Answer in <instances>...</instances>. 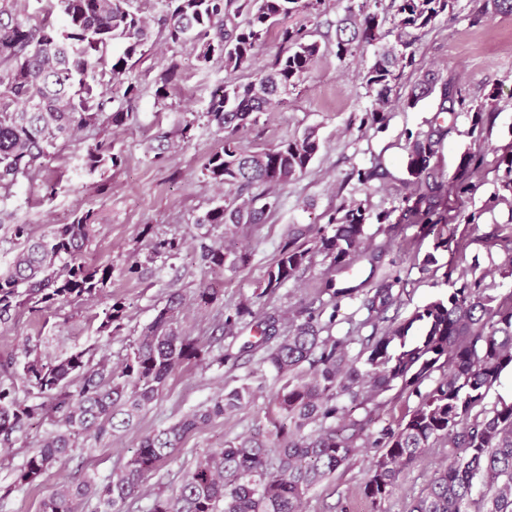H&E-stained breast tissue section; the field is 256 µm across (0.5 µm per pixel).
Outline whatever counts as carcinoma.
<instances>
[{
    "label": "carcinoma",
    "instance_id": "1",
    "mask_svg": "<svg viewBox=\"0 0 512 512\" xmlns=\"http://www.w3.org/2000/svg\"><path fill=\"white\" fill-rule=\"evenodd\" d=\"M64 23L30 24L21 18L20 0H0V200L32 177L53 157L58 142L84 144V170L93 174L122 162L110 128L127 125L139 95L132 78L135 61L157 44L170 51L191 48L198 68L221 63L228 72L255 67L247 83L224 82L211 96L203 117L224 134L202 173L224 188V196L197 216L200 259L210 272H236L247 255L213 240L227 226L263 224L279 206L277 186L303 174L321 149L313 128L272 148H243L238 133L258 123L261 114L283 102L308 76L320 45L307 39L304 25L287 27L294 16L319 10L322 0H161L160 15L150 20L133 0H54ZM453 8V0H390L398 19L396 45L377 50L364 76L368 92L383 106L399 87L406 68L415 64L413 33ZM376 11L349 7L336 28V57L353 45H375L384 36ZM288 50L267 66L256 61L272 31ZM178 77L177 64L162 69L157 101L168 98ZM467 107L453 86L440 91L439 111ZM443 130L438 128L408 148L405 186L411 191L401 219L424 221L429 235L441 222L437 198L443 175L431 165ZM323 224H293L287 240L264 278L273 293L294 279L311 252L337 267L369 255L363 204L324 213ZM16 249L0 271V326L21 308L38 312L93 298L112 284L109 265L89 266L84 253L99 226L93 209L77 210L69 224H57L33 237L27 224H5ZM503 256L498 269L512 275V227L496 226L486 234ZM181 243L158 239L155 255L173 257ZM445 276L453 288L397 322L386 317L396 298L392 289L372 288L364 299L369 336L322 335L335 322L342 298L355 292L324 282L333 313L321 324V312L305 308L289 319L288 333L265 361L281 386L268 412L272 429L224 443L197 460L179 486L158 493L151 512H301L305 495L346 466L362 448L378 449L361 493L380 512L402 470L425 450L446 449L448 464L436 470L427 488L407 512H512V401L484 406L502 372L512 368V295L486 292L482 280L461 274ZM219 291L208 283L193 301L208 307ZM184 297L168 294L165 304L131 344L120 367L103 359L92 365L87 351L47 359L40 345L28 344L21 363L0 361V447L10 448L31 420L55 426L41 446L28 454L15 482L34 484L45 472L79 450V441L116 436L158 401L169 380L190 363H224L177 326ZM124 305L117 301L104 313L100 331L121 327ZM279 317L263 321L257 349L270 339ZM360 342L357 355L349 345ZM397 389L414 399L396 427L368 434L376 399ZM256 392L242 385L218 396L177 421L158 428L105 482L89 476L64 481L42 500L41 512H76V503L95 498L97 512H124L146 476L168 461L186 438L209 423L252 402Z\"/></svg>",
    "mask_w": 512,
    "mask_h": 512
}]
</instances>
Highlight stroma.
Listing matches in <instances>:
<instances>
[{"mask_svg": "<svg viewBox=\"0 0 512 512\" xmlns=\"http://www.w3.org/2000/svg\"><path fill=\"white\" fill-rule=\"evenodd\" d=\"M483 2L456 0L452 12L420 32L416 64L406 68L401 96L386 105L388 119L381 127L360 123L375 105L363 80L373 47L353 49L342 59L335 55L336 25L348 0H325L319 12L307 19L308 30L321 45L309 76L283 104L261 115L239 137L244 148L254 151L314 127L322 148L305 173L278 187L280 206L266 223L242 225L232 234L233 244L248 254L249 263L242 271L224 274V291L207 310H198L191 302L195 289L208 277L199 259L194 219L220 196L203 176L202 167L222 139L203 116L212 92L227 76L222 64L200 70L192 50L157 49L133 70L141 90L135 119L112 132L114 145L124 156L121 166L101 176L87 175L78 167L77 145L66 143L34 179L21 181L13 189L0 203V211L10 214L12 223L29 225L36 237L54 225L68 223L76 210H98L102 223L85 260L111 265L113 277L111 288L94 299L48 312L26 311L0 327V361L22 358L25 343L31 341L39 343L44 357L50 359L85 350L119 364L133 338L173 291L186 300L179 328L212 352L223 351L230 358L221 365L184 367L157 403L127 431L114 438L85 440L83 450L43 474L36 486L20 488L13 484L15 470L52 429L46 421L34 424L14 447L0 448V512H40L41 499L58 483H76L88 475L107 478L146 434L244 384L256 390L255 401L192 433L171 460L145 479L129 501L128 512H149L155 495L176 490L196 460L227 440L266 427L265 412L280 383L264 360L265 350L244 351V344L254 336L249 325L239 323L232 335H225L224 314L239 304H249L258 313L274 311L285 316L309 304L328 302V295L321 292L328 278L340 287L362 284L371 289L387 283L397 298L387 315L401 321L447 295L444 274L452 267L482 279L488 293H512V276L498 270L501 252L483 242L494 225H512V194L503 192L498 168L500 158L512 153V13L491 8L478 15ZM173 62L180 67L181 79L165 101H157L155 80L162 67ZM426 75L434 77L438 86L448 83L460 88L470 110L452 115L440 112L437 92L407 106L406 95ZM477 107L490 112L491 118L476 132L471 111ZM188 121L193 124L190 142L168 153L164 161H155L152 148L158 134L177 131ZM438 124L447 127L448 133L432 163L447 179L439 209L444 224L454 231L445 251L435 249L434 236L423 235L419 225L400 218L407 192V147ZM469 152L479 156L481 167L470 173L471 189L461 195L452 179ZM376 163L382 164L386 178L362 184L359 171ZM50 182L58 183L56 194L47 193ZM352 202L364 204L371 214L367 233L372 247L382 253L378 267L357 257L346 268L334 269L319 255L274 295L261 296L265 271L277 257L289 225L319 223L330 207ZM379 213L388 214V221L377 223ZM157 237L180 239L179 254L151 257L150 241ZM430 254L435 261L429 265L425 258ZM135 262L141 265L140 275H126V267ZM118 300L125 304L122 328L110 337L100 333L99 325L104 309ZM375 455V449H362L344 470L306 495L303 512H367L358 492ZM445 457L441 448L423 452L403 470L381 512H406Z\"/></svg>", "mask_w": 512, "mask_h": 512, "instance_id": "stroma-1", "label": "stroma"}]
</instances>
